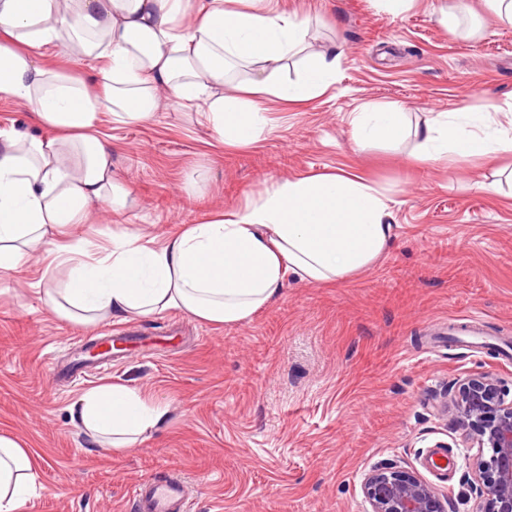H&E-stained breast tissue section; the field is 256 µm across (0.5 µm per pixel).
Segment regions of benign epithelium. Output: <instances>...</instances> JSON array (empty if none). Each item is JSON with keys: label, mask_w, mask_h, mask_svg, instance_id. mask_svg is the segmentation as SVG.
<instances>
[{"label": "benign epithelium", "mask_w": 512, "mask_h": 512, "mask_svg": "<svg viewBox=\"0 0 512 512\" xmlns=\"http://www.w3.org/2000/svg\"><path fill=\"white\" fill-rule=\"evenodd\" d=\"M476 449L470 469L479 501L473 512H512V400L498 375L465 377L440 406ZM370 512H448V498L412 471L374 467L362 481Z\"/></svg>", "instance_id": "benign-epithelium-1"}]
</instances>
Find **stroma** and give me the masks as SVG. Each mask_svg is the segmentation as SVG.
Segmentation results:
<instances>
[{"mask_svg":"<svg viewBox=\"0 0 512 512\" xmlns=\"http://www.w3.org/2000/svg\"><path fill=\"white\" fill-rule=\"evenodd\" d=\"M272 2L305 22L310 49L341 52L335 85L304 104L268 103L275 131L257 147L216 143L174 99L145 125L103 121L136 204L98 216L86 233L178 229L278 181L342 171L391 199L393 237L354 276L286 278L239 325L176 311L109 322L144 332L147 346L100 360L98 375L77 383L52 379L49 360H77L99 328L64 321L38 299L43 260L0 271V433L38 459V489L21 512H130L132 485L168 466L191 490L189 512H368L361 483L384 462L447 494L448 512L474 508L473 451L437 407L460 378L486 371L512 399V156L420 162L413 137L356 147L350 120L365 105L398 103L412 126L463 108L508 125L512 26L485 0H415L396 19L374 0ZM449 3L478 36L448 32ZM196 170L205 181L190 196L183 185ZM471 316L477 344L442 335L448 319ZM102 383L168 402L166 425L130 448H103L69 411ZM438 442L443 470L427 466Z\"/></svg>","mask_w":512,"mask_h":512,"instance_id":"obj_1","label":"stroma"}]
</instances>
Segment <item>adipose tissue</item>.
I'll return each instance as SVG.
<instances>
[{
  "instance_id": "1",
  "label": "adipose tissue",
  "mask_w": 512,
  "mask_h": 512,
  "mask_svg": "<svg viewBox=\"0 0 512 512\" xmlns=\"http://www.w3.org/2000/svg\"><path fill=\"white\" fill-rule=\"evenodd\" d=\"M306 29L257 0H0V97L27 105L49 138L0 129V269L51 257L64 278L42 283L40 299L58 317L91 327L114 317L177 310L218 326L240 324L275 300L286 277L330 283L385 251L390 200L344 174L278 182L258 200L177 232L113 228L107 244L86 238L100 210L135 198L112 165L99 126L146 124L162 94L195 108L224 145H256L274 130L266 101L308 102L336 82L335 50L307 52ZM105 61L100 90L52 69L46 50ZM303 56L294 79L273 69ZM252 67L225 94L228 74ZM351 125L356 145L419 140L420 159L459 162L512 154V128L490 117L440 112L409 129L401 106L365 107ZM169 406L124 385L87 390L71 409L77 426L121 450L161 426ZM37 463L0 434V512H20L36 491Z\"/></svg>"
}]
</instances>
